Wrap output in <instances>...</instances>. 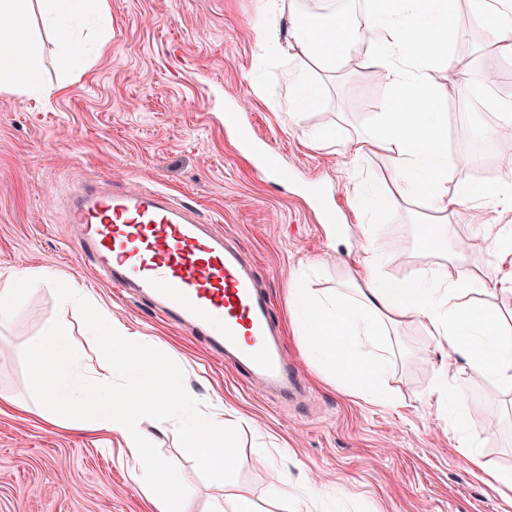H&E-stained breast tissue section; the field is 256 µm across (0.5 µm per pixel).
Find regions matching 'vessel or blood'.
I'll list each match as a JSON object with an SVG mask.
<instances>
[{"instance_id": "b4317fda", "label": "vessel or blood", "mask_w": 512, "mask_h": 512, "mask_svg": "<svg viewBox=\"0 0 512 512\" xmlns=\"http://www.w3.org/2000/svg\"><path fill=\"white\" fill-rule=\"evenodd\" d=\"M241 150L260 173L278 168L241 127L224 115ZM65 221L77 225L78 245L110 284L132 289L163 318L191 326L209 349L224 355L262 389L288 392L296 376L282 357L271 300L252 269L222 234L160 188L81 184L65 200Z\"/></svg>"}]
</instances>
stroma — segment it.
Wrapping results in <instances>:
<instances>
[{"instance_id": "1", "label": "stroma", "mask_w": 512, "mask_h": 512, "mask_svg": "<svg viewBox=\"0 0 512 512\" xmlns=\"http://www.w3.org/2000/svg\"><path fill=\"white\" fill-rule=\"evenodd\" d=\"M109 2V46L67 89L46 101L0 93V272L54 273L17 302L12 322L0 328V394L26 404L0 407V512H146L115 455L122 446L117 433L62 429L37 414L43 403L25 350L50 322L81 326L83 312L62 310L58 300L73 279L126 328L159 337L163 358L183 372L187 386L199 398L222 400L238 417L235 473L221 488L185 448L179 426L142 419L154 454L200 502L218 497L231 508L248 501L256 512H512V501L471 473L448 428L449 409L430 395L441 355L420 324L391 331L386 394L372 403L322 380L290 323L288 290L300 272L316 295L344 293L362 256L355 233L334 235L319 222V207L352 225L361 218L360 187L393 190L386 150L356 158L348 149L373 135L388 94L366 67L363 46L336 70H312L320 103L293 117L288 74L302 61L260 43L258 0ZM470 16L467 0H456L451 25L467 35L451 39L449 51L480 80L497 59L491 38L470 29ZM23 26L40 46L41 80L58 84L54 33L32 10ZM435 79L448 104L449 186L497 189L506 177L493 159L463 160L471 133L490 143L494 112L467 111L455 71H436ZM228 107L244 114L259 147L288 167L289 180L256 173L224 129ZM88 179L156 184L214 220L271 296L285 356L305 384L301 395L284 398L249 383L186 328L168 325L141 298L108 284L62 219L63 188ZM425 212L422 203L399 199L381 213L395 256L386 268L391 277L431 269L452 279L512 277V266L490 258L484 227L461 214L448 219L446 257H422L417 221ZM448 380L466 394L458 412L483 462L512 474V391H493L467 369L450 368ZM278 474L294 490L323 482L330 496L281 506L270 494Z\"/></svg>"}]
</instances>
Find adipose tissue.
<instances>
[{
  "mask_svg": "<svg viewBox=\"0 0 512 512\" xmlns=\"http://www.w3.org/2000/svg\"><path fill=\"white\" fill-rule=\"evenodd\" d=\"M285 2L260 0L266 16L288 17L285 32L265 28L264 41L284 39L296 55L331 70L356 45H364L368 68L389 88L377 132L372 140H356L352 152L361 156L370 143L389 152L398 196L419 200L427 210L421 250L435 253L442 224L466 204L475 206L468 215L473 223L485 206L512 210L511 183L494 192L472 183L448 185L446 106L433 73L454 65L448 52L454 0H370L357 25L343 13L289 12ZM30 4L62 35L58 69L69 78L81 74L87 59L69 35L91 26L95 49H103L112 30L108 0H0V18L18 17ZM470 4L492 20L499 55L512 58V0ZM38 68V50L30 39L0 29V91L36 100L49 95ZM358 232L363 256L351 278L355 295L317 300L299 284L290 292L297 331L321 372L350 394L376 393L391 362L389 330L412 320L423 326L437 350L463 357L473 373L496 389L512 390V330H502L495 313L457 301L463 292L487 289V282L452 280L444 272L413 281L394 279L385 267L395 257L383 248L377 225L359 224ZM89 331L101 344L93 357L77 346L63 321L46 326L29 347L33 388L46 404L42 419L118 433L120 461L130 467L150 512H200L194 490L174 483L148 448L140 421L148 412L159 422L180 424L201 467L226 480L232 475L235 446L223 403L198 400L179 370L162 365L154 337L127 332L102 314ZM117 375L125 376V383H114Z\"/></svg>",
  "mask_w": 512,
  "mask_h": 512,
  "instance_id": "1",
  "label": "adipose tissue"
}]
</instances>
